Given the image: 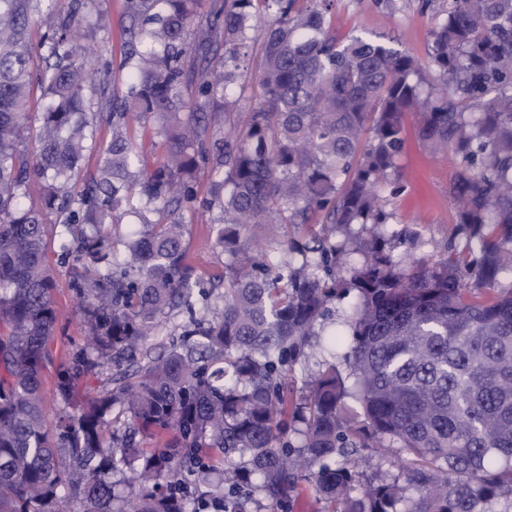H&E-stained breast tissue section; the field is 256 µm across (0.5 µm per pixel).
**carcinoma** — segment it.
<instances>
[{
    "mask_svg": "<svg viewBox=\"0 0 512 512\" xmlns=\"http://www.w3.org/2000/svg\"><path fill=\"white\" fill-rule=\"evenodd\" d=\"M333 2L211 0L202 16L203 0H127L120 67L131 73L120 97L111 62L88 71L96 48L74 38L86 0H0V512H205L198 492L231 471L237 485H262L268 512H282L301 482L335 512H498L503 500L512 512V293L495 289L512 270V0H450L432 32L438 85L428 91L396 39L338 36ZM255 42L259 101L244 112L246 87L235 98L227 90ZM34 87L44 106L32 129ZM89 87L103 111H91ZM406 112L421 114V139L458 168L457 215L479 260L402 271L376 250L351 278L358 302L338 337L354 385L328 363L297 396L291 373L336 298L341 250L293 239L275 264L250 253L241 231L388 223L382 191L399 190L390 176ZM95 118L110 138L96 139ZM150 121L163 144L136 142V126ZM159 146L161 165L131 176ZM200 167L233 266L222 304L199 318L203 292L183 238ZM32 180L39 209L21 203ZM145 198L155 218L111 236L115 209ZM54 213L60 251L76 262L88 343L57 375L63 407L49 426ZM174 309L188 323L156 352L146 340ZM108 363L112 389L90 394ZM161 434V447L142 446ZM388 447L406 484L360 483L365 453Z\"/></svg>",
    "mask_w": 512,
    "mask_h": 512,
    "instance_id": "carcinoma-1",
    "label": "carcinoma"
}]
</instances>
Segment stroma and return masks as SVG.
<instances>
[{"mask_svg": "<svg viewBox=\"0 0 512 512\" xmlns=\"http://www.w3.org/2000/svg\"><path fill=\"white\" fill-rule=\"evenodd\" d=\"M448 0H435L429 10H421L420 0H334L333 23L339 35L363 33L385 35L400 41L421 65L427 85L438 78L428 66V48L432 31L443 17ZM92 10L101 14L103 24L89 31L102 58L112 60V76L118 91H125L130 72L120 65L124 57L123 30L128 26L126 0H94ZM420 116L409 112L403 117V149L395 176L400 191L387 195L385 209L394 219L389 224H355L349 227L315 225L314 233L325 235L343 249V264L336 276L350 281L356 268L370 256L375 241L391 246L395 258L420 260L428 264L452 256L469 263L479 255V243L461 226L456 216L452 186L457 168L448 158L434 154L418 136ZM213 211L196 206L186 216L185 242L190 260L197 268L201 285L210 302L220 301L223 289L216 278L230 265L229 256L217 247L210 224ZM47 264L57 283L55 301L58 310L57 332L50 345L52 361L44 372L45 414L54 420L61 408L54 390L56 373L67 358V350L84 339L85 323L78 299L71 286L70 264L61 261L56 236H49ZM357 301L356 292L336 298L323 320L317 325L318 338L303 364L294 371L296 387H303L308 373L317 371L321 362L334 360L345 369L343 358H330L326 349L328 336L341 330Z\"/></svg>", "mask_w": 512, "mask_h": 512, "instance_id": "35a3bbf8", "label": "stroma"}]
</instances>
